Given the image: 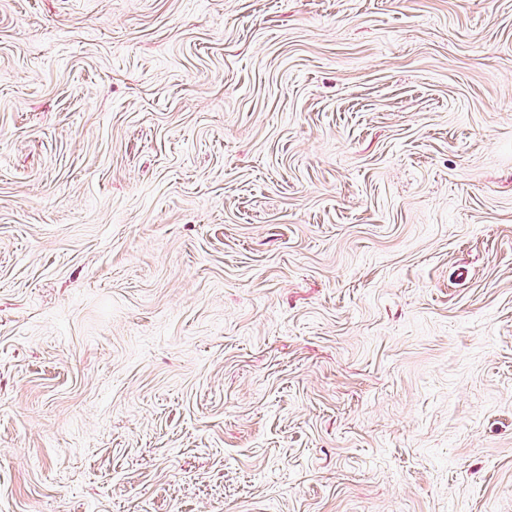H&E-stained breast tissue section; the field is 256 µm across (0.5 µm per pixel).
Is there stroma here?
Masks as SVG:
<instances>
[{"instance_id":"1","label":"stroma","mask_w":512,"mask_h":512,"mask_svg":"<svg viewBox=\"0 0 512 512\" xmlns=\"http://www.w3.org/2000/svg\"><path fill=\"white\" fill-rule=\"evenodd\" d=\"M0 512H512V0H0Z\"/></svg>"}]
</instances>
